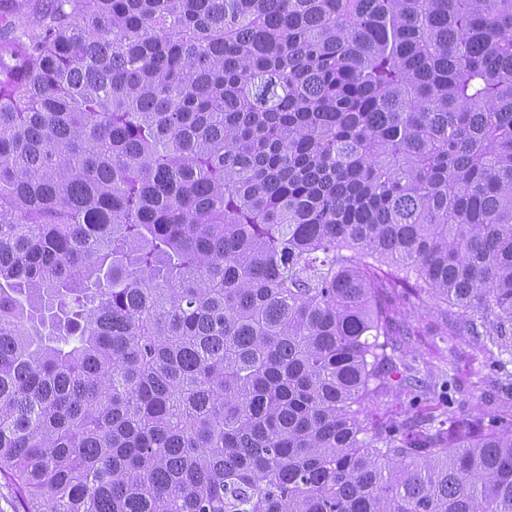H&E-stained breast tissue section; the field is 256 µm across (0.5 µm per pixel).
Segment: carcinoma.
<instances>
[{"label": "carcinoma", "mask_w": 512, "mask_h": 512, "mask_svg": "<svg viewBox=\"0 0 512 512\" xmlns=\"http://www.w3.org/2000/svg\"><path fill=\"white\" fill-rule=\"evenodd\" d=\"M399 287L512 349V0L0 16L22 512H512V428L361 418Z\"/></svg>", "instance_id": "obj_1"}]
</instances>
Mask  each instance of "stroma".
<instances>
[{
	"label": "stroma",
	"instance_id": "obj_1",
	"mask_svg": "<svg viewBox=\"0 0 512 512\" xmlns=\"http://www.w3.org/2000/svg\"><path fill=\"white\" fill-rule=\"evenodd\" d=\"M390 331L398 371L419 378L424 395L416 405L395 394L367 406L364 415L375 421L424 417L436 422L456 416L469 420L492 414L512 425V353L492 343L480 344L460 330L456 320L430 310L420 301L386 289ZM456 393H449L448 381Z\"/></svg>",
	"mask_w": 512,
	"mask_h": 512
}]
</instances>
